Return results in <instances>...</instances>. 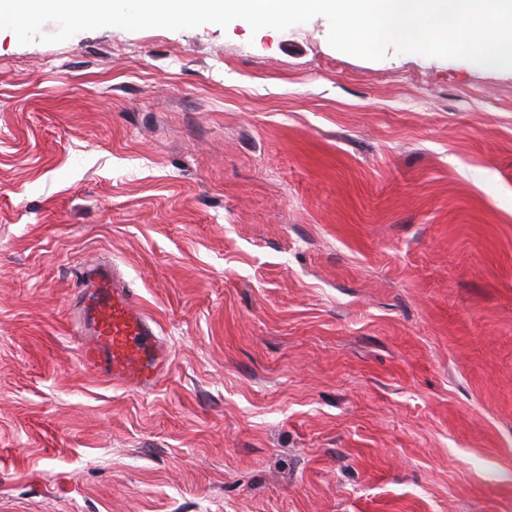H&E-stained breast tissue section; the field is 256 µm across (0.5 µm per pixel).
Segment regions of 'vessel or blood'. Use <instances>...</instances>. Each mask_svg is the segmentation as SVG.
I'll list each match as a JSON object with an SVG mask.
<instances>
[{
  "mask_svg": "<svg viewBox=\"0 0 512 512\" xmlns=\"http://www.w3.org/2000/svg\"><path fill=\"white\" fill-rule=\"evenodd\" d=\"M79 277L72 335L82 365L119 388L156 387L170 371L172 351L139 295L116 268L103 263L81 267Z\"/></svg>",
  "mask_w": 512,
  "mask_h": 512,
  "instance_id": "vessel-or-blood-1",
  "label": "vessel or blood"
}]
</instances>
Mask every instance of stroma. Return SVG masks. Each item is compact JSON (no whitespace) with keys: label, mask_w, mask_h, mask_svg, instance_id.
Wrapping results in <instances>:
<instances>
[{"label":"stroma","mask_w":512,"mask_h":512,"mask_svg":"<svg viewBox=\"0 0 512 512\" xmlns=\"http://www.w3.org/2000/svg\"><path fill=\"white\" fill-rule=\"evenodd\" d=\"M327 35L0 30V512H512V72ZM90 259L153 392L80 364ZM79 277L72 335L82 365L114 387H156L170 371L172 351L144 313L139 295L110 265L82 266Z\"/></svg>","instance_id":"1"}]
</instances>
